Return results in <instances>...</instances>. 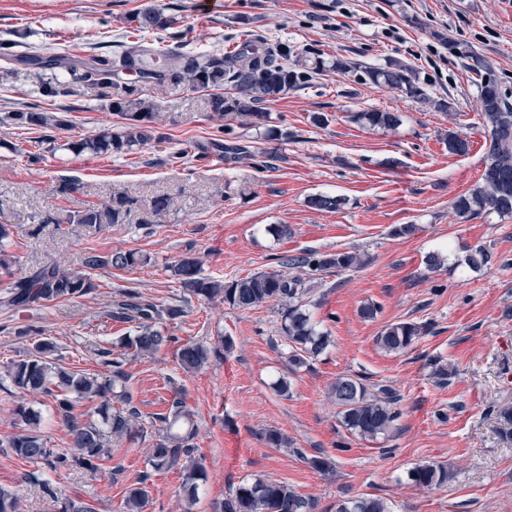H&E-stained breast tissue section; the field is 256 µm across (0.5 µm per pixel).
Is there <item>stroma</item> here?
<instances>
[{
  "mask_svg": "<svg viewBox=\"0 0 512 512\" xmlns=\"http://www.w3.org/2000/svg\"><path fill=\"white\" fill-rule=\"evenodd\" d=\"M197 0H0V41L19 55L62 50L78 60L115 53L135 39L134 14L145 6L175 18L156 31L157 46L233 51L245 38L285 42L323 68L300 88L267 102V126L254 129L218 119L205 90L145 89L160 106L157 137L133 153L77 155L39 146L42 131L14 124L16 111L38 108L68 120L73 135H92L122 119L100 90L76 87L66 97L41 92V70L18 64L0 82V223L11 227L7 266H0V296L37 267L59 262L81 269L87 252L101 256L135 250L146 264L93 271L95 290L36 310L0 307V442L17 432L13 411L21 404L50 411L51 401L24 394L6 377L10 361L52 339L64 368L107 375L99 349H117L130 331L114 321L112 302L132 287L158 304L183 303L184 317L168 322L175 344L154 357L129 358L127 390L144 420L167 412L182 394L198 426L197 456L208 480L194 503L183 497L181 467L151 477L146 512H216L245 478L277 480L314 504L335 512L339 501L374 496L392 512H512V215L466 220L452 207L480 180L488 142L479 111L477 77L448 49L468 45L494 64L502 94L512 100V0H223L205 15ZM395 59L417 70L428 94L447 111L366 81L363 67ZM356 70H333L336 61ZM398 112L393 130L361 125L356 113ZM324 114L326 124L313 121ZM466 134L467 155L448 150L449 133ZM236 136L252 153L233 159L215 140ZM122 193L132 198L122 224L91 235L67 223L69 214ZM344 197L336 211L309 204L312 196ZM171 196L174 206L154 214L152 202ZM64 218V227L37 216ZM289 225L288 238L273 236ZM399 224L413 235L392 234ZM482 244L491 266L469 268V247ZM302 250L354 251L366 265L305 277L304 301L332 344L307 366L293 369L282 337L281 308L266 303L238 310L219 300L185 295L168 270L192 254L204 276L228 281L275 268L276 259ZM445 258L428 271L425 258ZM374 306L367 317L365 306ZM428 324V333L400 354L381 349L386 325ZM232 338L230 351L220 348ZM214 349L199 371L180 367L179 343ZM448 368L438 385L436 365ZM361 376L368 388L386 384L400 401L393 430L374 440L341 427L329 388L337 377ZM285 379L281 396L273 384ZM277 430L288 447L268 444ZM97 475L74 467L28 478L33 466L0 445V486L15 490L21 512H52L56 501L82 496L95 512H123L127 490L146 470L147 446L128 439L111 443ZM322 452L328 471L306 456ZM435 462L448 469L438 489L414 487L412 467Z\"/></svg>",
  "mask_w": 512,
  "mask_h": 512,
  "instance_id": "obj_1",
  "label": "stroma"
}]
</instances>
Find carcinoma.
I'll list each match as a JSON object with an SVG mask.
<instances>
[{
    "label": "carcinoma",
    "instance_id": "1",
    "mask_svg": "<svg viewBox=\"0 0 512 512\" xmlns=\"http://www.w3.org/2000/svg\"><path fill=\"white\" fill-rule=\"evenodd\" d=\"M136 21L137 41L112 56L101 55L78 63L70 62L62 53L33 56L50 70L45 94L66 96L78 85L90 83L102 90L108 108L125 120L118 132L108 128L90 136L69 137L65 147L76 155L130 153L135 147L153 140L155 133L151 123L159 105L142 97L143 86L147 84L211 90V111L221 118L234 115L241 118L242 125L259 128L269 119L264 103L308 83L310 78V71L293 59V50L284 42L271 45L248 39L240 49L224 54L218 51L197 53L179 46L163 49L154 46L147 34L171 28L174 19L153 7H146L138 12ZM454 48L467 61V68L480 76L478 106L489 146L480 183L468 195L458 197L453 207L458 216L467 218L485 212L512 214V104L492 77V66L487 59L467 46L456 44ZM365 73L376 86L398 90L417 100H429L417 73L408 65L390 61L384 67H367ZM224 88L229 89V93H223ZM354 118L380 128H395L401 122L399 113L379 110L360 112ZM11 119L20 126L34 125L43 129L50 144L55 141L53 132L68 127L67 120L52 112L20 111L13 113ZM343 203L344 199L338 196L317 195L310 199L311 206L324 211H335ZM132 204L133 199L115 195L107 203L89 205L62 220L45 216L41 223L77 224L87 233L96 234L107 224L121 223ZM491 262L492 253L485 246L469 247L466 258L469 267L479 269ZM143 263L144 257L136 251H116L107 258L91 251L84 258L85 272L66 269L57 262L48 263L13 283L0 298V306L11 310L28 309L83 297L96 288L89 271L109 265L125 269ZM363 264L361 254L353 251H303L281 256L278 270L224 282L203 276L199 258L188 255L170 266V273L187 294L206 300L218 298L239 310L254 309L273 301L278 303L282 309L281 330L289 347L288 361L302 368L307 358L320 355L328 347L329 336L319 331L309 314L302 310L306 289L304 278L297 275L296 270L333 272L356 269ZM185 314V307L180 304L162 306L137 289L127 288L122 291L121 299L112 305L110 316L132 324V330L122 339L121 350L100 351L103 364L110 368L108 377L59 366L54 357L56 345L48 338L38 342L26 357L6 366V374L14 386L54 402L56 417L70 436L66 449L48 446L42 434L41 414L24 405L15 408V419L21 430L6 440V445L17 456L37 465V471L29 475L32 481L40 482L46 470L58 472L73 465L95 473L97 461L108 455L112 439L125 437L144 443L150 438L149 470L141 475L137 486L127 491L124 512H146L150 499L147 481L151 473L178 465L184 472L183 489L187 500H196L198 489L208 475L196 457V428L183 398L175 396L166 414L159 417L161 426L151 433L142 422L140 411L131 405L126 390L128 351L151 356L167 347L175 338L165 331L164 321H175ZM426 332L423 324L397 322L377 336V343L388 352L400 353ZM213 353L218 350L187 341L177 349L178 363L186 372L197 370L208 363ZM330 394L342 426L364 439L388 433L398 418L397 393L389 386L379 385L371 393L362 379L341 376L331 386ZM81 399L97 403L98 420L82 423L74 419V404ZM114 401L120 403V407H114ZM408 478L414 486L432 490L448 482V469L439 463L416 465L408 471ZM312 509L313 504L295 489L276 480L259 478L242 480L224 499L219 512H312ZM0 512H19L18 497L10 489L0 488ZM58 512L93 510L90 503L77 496L62 502ZM336 512L391 510L381 498L358 497L341 501Z\"/></svg>",
    "mask_w": 512,
    "mask_h": 512
}]
</instances>
